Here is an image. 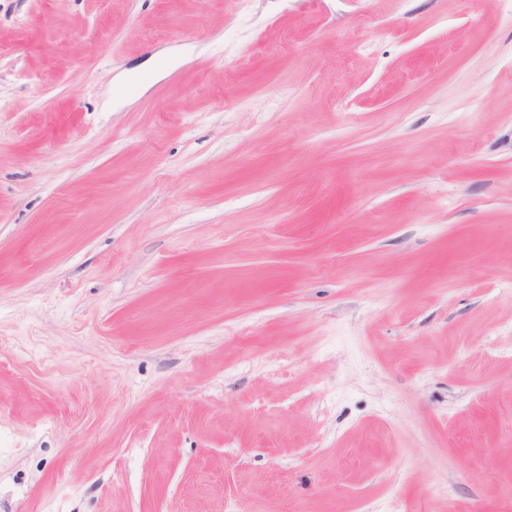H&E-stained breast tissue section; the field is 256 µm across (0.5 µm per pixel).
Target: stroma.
I'll list each match as a JSON object with an SVG mask.
<instances>
[{"mask_svg": "<svg viewBox=\"0 0 512 512\" xmlns=\"http://www.w3.org/2000/svg\"><path fill=\"white\" fill-rule=\"evenodd\" d=\"M512 507V0H0V512Z\"/></svg>", "mask_w": 512, "mask_h": 512, "instance_id": "1", "label": "stroma"}]
</instances>
